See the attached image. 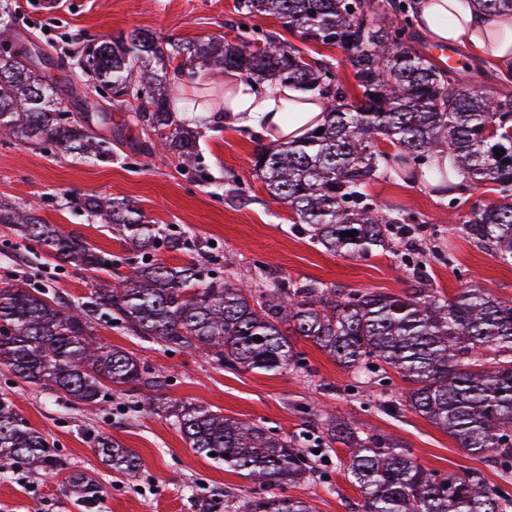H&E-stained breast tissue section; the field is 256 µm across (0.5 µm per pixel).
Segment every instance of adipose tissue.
<instances>
[{
    "label": "adipose tissue",
    "instance_id": "1",
    "mask_svg": "<svg viewBox=\"0 0 512 512\" xmlns=\"http://www.w3.org/2000/svg\"><path fill=\"white\" fill-rule=\"evenodd\" d=\"M416 8L427 39L465 45L501 63L512 61V17L491 14L478 0H417ZM284 93L291 103L282 113L268 86L236 81L230 100L212 120L256 131L274 143L301 139L322 121L323 103L292 86Z\"/></svg>",
    "mask_w": 512,
    "mask_h": 512
}]
</instances>
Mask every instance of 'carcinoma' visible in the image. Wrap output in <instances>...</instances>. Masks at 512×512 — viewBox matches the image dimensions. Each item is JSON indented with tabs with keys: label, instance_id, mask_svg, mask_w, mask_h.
<instances>
[{
	"label": "carcinoma",
	"instance_id": "obj_1",
	"mask_svg": "<svg viewBox=\"0 0 512 512\" xmlns=\"http://www.w3.org/2000/svg\"><path fill=\"white\" fill-rule=\"evenodd\" d=\"M394 20L379 25L369 0H237L246 16H273L308 41L336 45L348 53L361 89L330 76V63L300 60L302 51L274 36L242 30L235 42L162 41L149 29L104 39L80 60L92 81L112 90L114 105L132 122L158 136L163 148L184 163L195 159L194 132L174 123L175 95L162 91L160 70L201 66L234 72L246 80L275 79L326 100L321 134L259 148L253 170L268 194L308 226L310 239L327 252L365 257L391 242L395 224L412 220L397 210L382 215L366 188L386 178L424 183L450 203L480 186L499 195L473 205L465 234L512 264V132L486 128L512 110V95L467 85L460 69L415 50L416 14L410 0H387ZM9 3L0 4V43L16 39ZM147 99L137 103L140 91ZM19 139L86 158L108 153L84 118L61 109L53 86L15 59L0 57V140ZM454 165L437 159L439 149ZM501 157H496V154ZM85 209L140 248H189L186 239H162L133 202L90 196ZM0 224L43 247L55 260L90 274H110L112 255L78 233L58 230L32 208L0 202ZM355 230L358 235L345 237ZM167 348L200 350L232 369L276 373L302 365L289 340L303 336L358 379L389 367L407 383L404 407L447 433L465 452L512 459V301L479 288L449 297L418 281L408 291H343L321 282L276 280L264 287L208 279L195 261L172 267L143 262L110 284L96 288L79 306H63L40 287H0V365L27 382L50 386L74 404H97L108 393L131 386L146 404L157 401L164 377L128 351L100 342L96 315ZM172 414L188 447L214 466L251 480L258 490L244 512H314L293 495H269L268 487L295 485L311 466L299 450L301 434L282 435L264 422L227 418L202 405L183 403ZM340 444V471L357 485L363 512H512V498L481 478L426 469L389 436L368 434L338 418L323 426ZM96 452L113 471L128 475L140 458L109 436L98 435ZM0 464L62 470L46 435L30 426L0 394ZM70 484L82 497L98 485L74 473Z\"/></svg>",
	"mask_w": 512,
	"mask_h": 512
}]
</instances>
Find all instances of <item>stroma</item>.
<instances>
[{
	"mask_svg": "<svg viewBox=\"0 0 512 512\" xmlns=\"http://www.w3.org/2000/svg\"><path fill=\"white\" fill-rule=\"evenodd\" d=\"M236 0H64V9L43 15L36 0H10L16 25L43 45L50 57L44 75L54 86L84 96L88 77L77 64L91 38L107 39L136 28L163 39H234L240 27L278 33L281 40L308 55L329 61L352 94L360 89L346 53L338 47L305 41L271 17H247ZM459 64L476 88H504L506 64L458 48ZM108 123L95 130L112 144L99 158H77L53 146L0 141V197L35 208L59 231L78 232L111 254L113 275H126L140 255L111 225L85 213L88 195L125 198L165 230L189 238L191 247L171 252L161 247L150 257L176 266L202 261L212 277L230 274L258 284L264 280H315L343 290L402 293L414 274L427 287L455 294L481 288L512 299V265L494 258L466 237L460 216L472 205L495 200L478 188L469 200L449 206L422 183L386 179L369 193L375 208L398 206L417 216L411 247L368 257L335 256L315 246L305 225L272 199L253 174L251 160L264 146L261 134L208 125L198 130L199 154L179 166L156 135L131 124L124 110L106 103ZM42 249H31L12 226L0 224V280L26 281L46 288L68 305L85 301L92 277L75 265L44 262ZM104 343L133 353L167 380L166 402H196L225 416L260 420L275 430L301 433L316 449L314 471L292 487L291 495L308 500L316 512H359L361 495L340 473L334 454L324 451L323 421L341 417L360 431L383 433L409 448L428 469L482 478L512 496V478L500 466L467 454L448 434L405 410L404 381L394 370L373 379L354 378L313 343L297 336L304 367L275 374L239 372L212 363L199 351H171L100 318ZM0 393L14 401L20 415L54 442L66 468L39 476L14 468L0 469V512H237L250 483L214 467L188 448L174 418L151 411L135 391L113 393L94 407L77 408L54 390L28 384L0 369ZM104 434L135 452L141 466L131 475L109 469L94 450ZM96 483V498H78L68 482L71 473Z\"/></svg>",
	"mask_w": 512,
	"mask_h": 512,
	"instance_id": "obj_1",
	"label": "stroma"
}]
</instances>
